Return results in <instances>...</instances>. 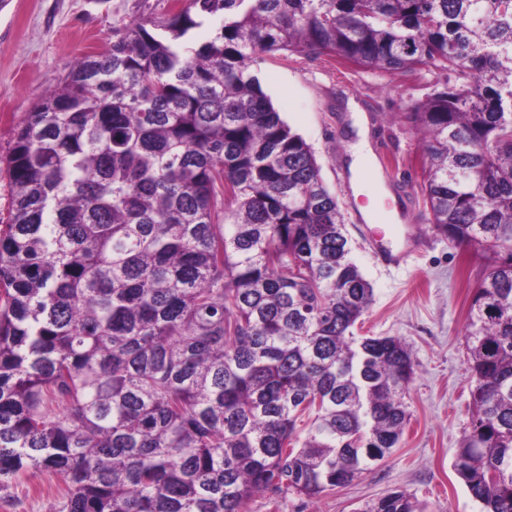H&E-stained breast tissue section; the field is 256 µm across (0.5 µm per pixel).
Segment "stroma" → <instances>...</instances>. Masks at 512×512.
<instances>
[{"instance_id": "obj_1", "label": "stroma", "mask_w": 512, "mask_h": 512, "mask_svg": "<svg viewBox=\"0 0 512 512\" xmlns=\"http://www.w3.org/2000/svg\"><path fill=\"white\" fill-rule=\"evenodd\" d=\"M167 7L168 0H5L0 6L1 219L12 208L5 160L29 112L63 85L77 59L108 49L114 29L150 24ZM254 72L282 119L314 152L344 214L352 258L373 289L355 336L401 337L412 350L415 374L405 396L409 423L400 445L370 473L314 500L260 493L249 512H356L395 489L414 494L423 512H479L453 461L471 414L465 329L485 264L475 250L448 243L427 223L422 150L404 117L444 76L424 72L406 78L334 56L310 59L292 52L263 56ZM351 98L366 118L377 159L375 172L357 186L348 169L356 140L346 108ZM377 202L385 216H399L425 241L396 269L381 267L365 240L381 227L363 224L361 209ZM64 493L49 473L23 474L0 498V512H50Z\"/></svg>"}]
</instances>
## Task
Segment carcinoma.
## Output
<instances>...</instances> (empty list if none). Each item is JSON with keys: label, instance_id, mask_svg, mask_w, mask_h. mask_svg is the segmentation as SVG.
<instances>
[{"label": "carcinoma", "instance_id": "1", "mask_svg": "<svg viewBox=\"0 0 512 512\" xmlns=\"http://www.w3.org/2000/svg\"><path fill=\"white\" fill-rule=\"evenodd\" d=\"M114 36L7 159L0 492L46 471L66 488L53 512H247L399 446L412 351L354 336L372 288L252 70L293 51L448 75L405 119L429 223L486 267L453 469L482 512H512V0H174ZM360 512L421 508L396 489Z\"/></svg>", "mask_w": 512, "mask_h": 512}]
</instances>
